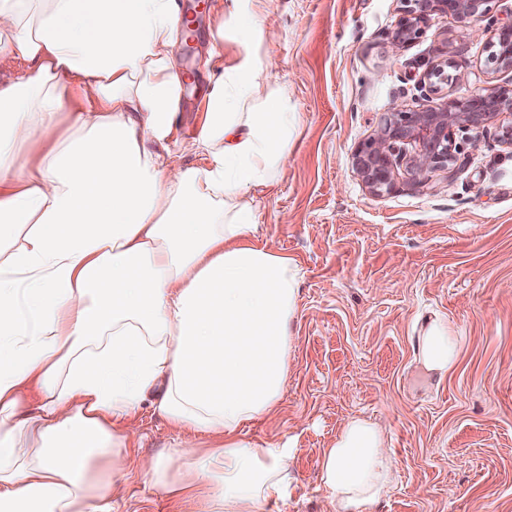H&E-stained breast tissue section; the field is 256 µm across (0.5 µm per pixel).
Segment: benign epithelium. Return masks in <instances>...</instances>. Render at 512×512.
Instances as JSON below:
<instances>
[{
	"instance_id": "7a95c632",
	"label": "benign epithelium",
	"mask_w": 512,
	"mask_h": 512,
	"mask_svg": "<svg viewBox=\"0 0 512 512\" xmlns=\"http://www.w3.org/2000/svg\"><path fill=\"white\" fill-rule=\"evenodd\" d=\"M490 0H404L405 16L400 20L394 41L407 45L422 31L428 18L444 14L461 23L478 20L487 12ZM486 65L493 71L512 70V22L501 26L486 41ZM448 61L434 65L424 75L423 85L437 92L435 81L448 80ZM509 89L495 86L477 89L465 100L436 102L419 109L397 107L386 119L377 137L361 144L354 154V168L375 195L391 191L400 167L413 182L423 184L437 169L453 175L457 162L454 131L474 132L471 147L481 144L486 125L504 111L512 110Z\"/></svg>"
}]
</instances>
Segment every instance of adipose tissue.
<instances>
[{
    "instance_id": "adipose-tissue-1",
    "label": "adipose tissue",
    "mask_w": 512,
    "mask_h": 512,
    "mask_svg": "<svg viewBox=\"0 0 512 512\" xmlns=\"http://www.w3.org/2000/svg\"><path fill=\"white\" fill-rule=\"evenodd\" d=\"M262 2L230 0L242 43L266 35ZM185 28L176 0H0V512H115L122 423L146 403L197 438L140 464L172 512L289 495L290 448L243 430L278 408L294 347L301 269L259 243L249 195L274 184L296 114L245 54L205 96L201 164L175 161ZM20 144L39 157L18 163ZM459 352L427 322V374ZM394 478L367 419L322 451L339 512H371Z\"/></svg>"
}]
</instances>
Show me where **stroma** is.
Instances as JSON below:
<instances>
[{
	"label": "stroma",
	"mask_w": 512,
	"mask_h": 512,
	"mask_svg": "<svg viewBox=\"0 0 512 512\" xmlns=\"http://www.w3.org/2000/svg\"><path fill=\"white\" fill-rule=\"evenodd\" d=\"M193 11V56L176 44L177 66L195 80L175 116L174 150L199 163L190 143L204 97L222 66L244 53L268 57L269 88H287L297 129L277 181L255 193L257 236L300 266L296 345L277 413L249 424L245 440L289 442L288 498L265 512H336L319 461L349 416L381 427L396 479L373 512H512V145L493 122L472 150L470 131L454 135L463 161L425 185L398 172L374 195L353 167L396 107L416 110L426 69L453 61L445 100L475 89L512 88V71L486 66V34L512 21V0H491L465 25L437 15L414 42L395 45L402 0H267L266 41L244 46L229 0ZM224 38L222 59L211 56ZM447 318L462 345L444 377L426 374L416 336L432 316ZM134 459L191 437L169 429L151 408L128 419ZM117 512H169L144 479L133 480Z\"/></svg>",
	"instance_id": "1"
}]
</instances>
